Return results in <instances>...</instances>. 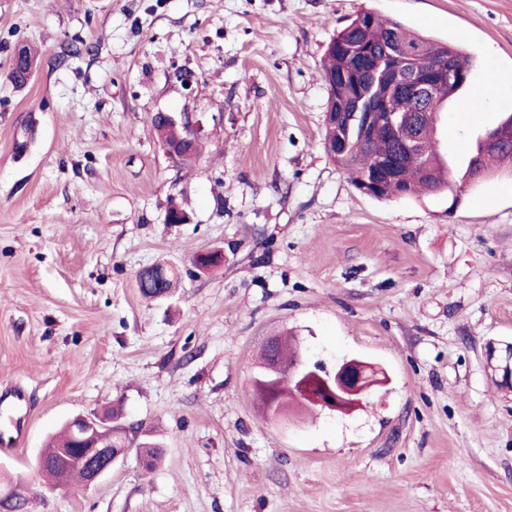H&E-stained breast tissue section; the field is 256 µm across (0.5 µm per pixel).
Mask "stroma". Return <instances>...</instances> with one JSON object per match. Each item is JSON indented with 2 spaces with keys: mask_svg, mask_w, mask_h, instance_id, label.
<instances>
[{
  "mask_svg": "<svg viewBox=\"0 0 512 512\" xmlns=\"http://www.w3.org/2000/svg\"><path fill=\"white\" fill-rule=\"evenodd\" d=\"M364 10L473 54L467 94L502 79L476 118L459 97L438 119L463 162L512 114V0H0V472L30 512H512V391L485 357L512 341V166L413 198L353 188L321 72ZM19 42L38 58L16 87ZM157 112L202 121L196 159L167 154ZM157 263L178 281L148 300ZM287 332L388 384L268 418L253 381ZM117 406L164 462L46 484L47 438Z\"/></svg>",
  "mask_w": 512,
  "mask_h": 512,
  "instance_id": "35a3bbf8",
  "label": "stroma"
}]
</instances>
